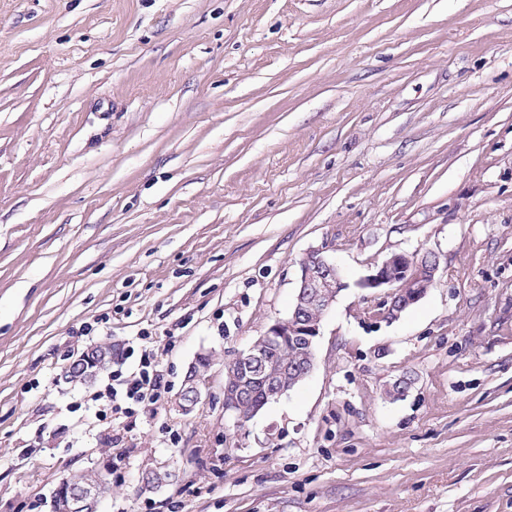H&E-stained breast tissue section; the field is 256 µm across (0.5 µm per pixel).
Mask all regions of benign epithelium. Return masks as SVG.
Segmentation results:
<instances>
[{
  "mask_svg": "<svg viewBox=\"0 0 512 512\" xmlns=\"http://www.w3.org/2000/svg\"><path fill=\"white\" fill-rule=\"evenodd\" d=\"M441 268L440 256L433 251L404 254L392 253L375 265L359 286L384 293L374 318L386 323L418 303L435 285ZM346 287L336 264L323 255L321 249H312L301 261V276L295 301L287 318L275 321L261 339L273 343L288 337L300 339L310 348L315 347L320 335L324 315L336 301V294ZM315 356H310L299 366L288 361L272 363L263 353L258 342L238 353L230 366L235 371L233 381L224 385V411L232 413L243 422L250 416L243 412L241 402L251 395L256 385H262L272 400L288 391L284 377L309 376L314 368ZM106 497L104 486L87 483L69 485L64 493L62 512H98L100 501Z\"/></svg>",
  "mask_w": 512,
  "mask_h": 512,
  "instance_id": "1",
  "label": "benign epithelium"
}]
</instances>
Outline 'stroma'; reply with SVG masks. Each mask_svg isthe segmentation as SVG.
Wrapping results in <instances>:
<instances>
[{
	"instance_id": "1",
	"label": "stroma",
	"mask_w": 512,
	"mask_h": 512,
	"mask_svg": "<svg viewBox=\"0 0 512 512\" xmlns=\"http://www.w3.org/2000/svg\"><path fill=\"white\" fill-rule=\"evenodd\" d=\"M316 247L315 368L236 422L224 365ZM425 251L373 322L359 281ZM145 349L169 389L114 418ZM91 468L99 512H512V0H0V512ZM440 268V256L433 251L392 253L375 265L359 286L384 293L374 318L389 323L426 295L435 285ZM112 342L105 346H99V357L95 360V364L89 367L85 366L84 356L76 364H71L65 368L61 374V378L67 383H89L103 371L108 370L112 366Z\"/></svg>"
}]
</instances>
